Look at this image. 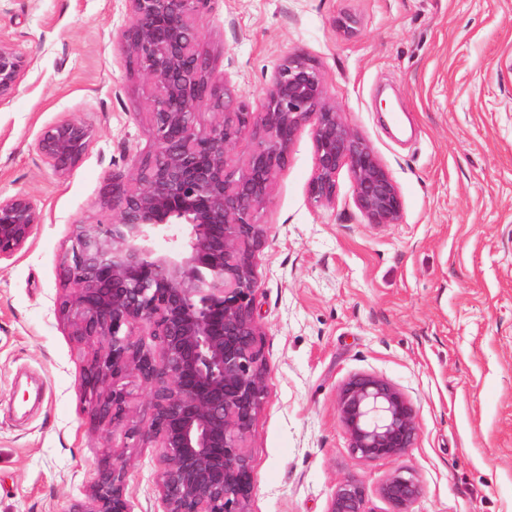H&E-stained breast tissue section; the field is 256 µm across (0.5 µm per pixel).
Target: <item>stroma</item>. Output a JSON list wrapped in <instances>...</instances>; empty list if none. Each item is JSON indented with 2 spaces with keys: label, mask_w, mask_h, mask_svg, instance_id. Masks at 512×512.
<instances>
[{
  "label": "stroma",
  "mask_w": 512,
  "mask_h": 512,
  "mask_svg": "<svg viewBox=\"0 0 512 512\" xmlns=\"http://www.w3.org/2000/svg\"><path fill=\"white\" fill-rule=\"evenodd\" d=\"M130 20L127 0H0V39L31 62L0 107V195L43 213L28 249L0 262V512H69L115 462L131 512H161L155 449L89 422L94 348L59 313L75 226L112 220L107 183H133L154 149ZM199 26L213 80L253 105L289 53L312 58L403 201L399 223H369L344 169L335 202L310 204L307 129L273 181L249 512H328L347 479L368 512H388L379 488L399 468L421 486L413 512H512V0H212ZM65 118L93 141L61 175L36 142ZM359 373L416 408L398 460L348 448L336 402Z\"/></svg>",
  "instance_id": "obj_1"
}]
</instances>
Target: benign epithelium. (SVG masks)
I'll list each match as a JSON object with an SVG mask.
<instances>
[{
  "instance_id": "obj_1",
  "label": "benign epithelium",
  "mask_w": 512,
  "mask_h": 512,
  "mask_svg": "<svg viewBox=\"0 0 512 512\" xmlns=\"http://www.w3.org/2000/svg\"><path fill=\"white\" fill-rule=\"evenodd\" d=\"M124 39L133 70L150 82L152 153L137 166L133 187L114 179L113 221L74 230L66 281L72 298L61 313L74 335L101 344L80 386L90 422L128 421L136 375L149 389V420L127 438L158 448L156 490L162 512H249L254 472L248 437L261 409L266 369L255 314L256 253L265 241L261 211L299 132L311 126L315 165L312 205L336 198L344 167L357 208L372 224H396L398 186L371 146L329 99L324 73L301 51L274 72L260 107L210 77L197 19L211 0H128ZM29 61L0 40V106L8 104ZM207 105L214 119L199 122ZM253 148L236 162L232 147ZM92 132L66 118L45 127L41 160L57 173L88 151ZM42 215L26 194L0 196V260L34 236ZM173 242L157 253L153 240ZM337 416L353 455L397 460L413 447L417 412L411 399L371 373L350 377ZM127 473L98 470L87 500L69 512H131ZM390 512H412L421 487L414 475L391 473L379 489ZM356 481L336 486L328 512H367Z\"/></svg>"
}]
</instances>
